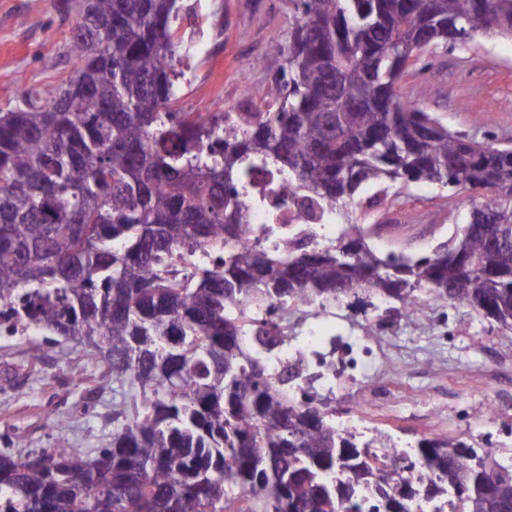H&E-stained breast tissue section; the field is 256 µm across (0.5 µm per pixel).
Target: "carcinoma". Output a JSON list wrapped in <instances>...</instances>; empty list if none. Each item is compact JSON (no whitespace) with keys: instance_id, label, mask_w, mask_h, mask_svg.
<instances>
[{"instance_id":"1","label":"carcinoma","mask_w":512,"mask_h":512,"mask_svg":"<svg viewBox=\"0 0 512 512\" xmlns=\"http://www.w3.org/2000/svg\"><path fill=\"white\" fill-rule=\"evenodd\" d=\"M280 70L253 112L172 108L182 69L177 0H64L81 21L75 75L0 110V327L78 335L129 381L123 423L93 456L0 453V512H412L373 445L288 397L253 346L287 334L253 319L360 293L388 314L458 305L512 330V147L453 132L398 85L475 34L512 36V0H293ZM302 208L249 243L253 178ZM415 183L478 195L448 250L401 267L353 217ZM333 213L332 237L317 222ZM422 512H476L512 475L463 441L408 450ZM469 481L448 493L452 472Z\"/></svg>"}]
</instances>
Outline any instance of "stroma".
<instances>
[{"instance_id":"35a3bbf8","label":"stroma","mask_w":512,"mask_h":512,"mask_svg":"<svg viewBox=\"0 0 512 512\" xmlns=\"http://www.w3.org/2000/svg\"><path fill=\"white\" fill-rule=\"evenodd\" d=\"M58 0H0V108L13 106L22 86L54 85L80 65L68 51L77 13L63 14ZM179 25L194 24L213 49L199 55L181 86L174 108L207 112L223 98L236 112L256 109L242 84L266 85L278 68L272 47L294 14L292 0H180ZM403 95L419 101L449 130L494 145L512 143V38L477 35L431 59L427 70L400 83ZM473 203L471 193L417 183L389 211L359 216V223L384 222L376 248L415 257L431 255L453 236ZM386 335L394 363L390 413L371 417L369 430H382L401 442L416 443L425 433L415 416L437 407L445 427L439 439L457 437L451 419L470 412L469 429L483 420L478 406L494 387L475 391L473 376L487 372L496 354L512 356V331L465 307H431L417 320L391 322ZM28 332L0 331V453L79 448L95 454L108 443L112 414L130 400L128 382L112 378L89 346L66 339L50 342L39 361L27 355ZM65 420L61 430L46 427L48 412Z\"/></svg>"}]
</instances>
